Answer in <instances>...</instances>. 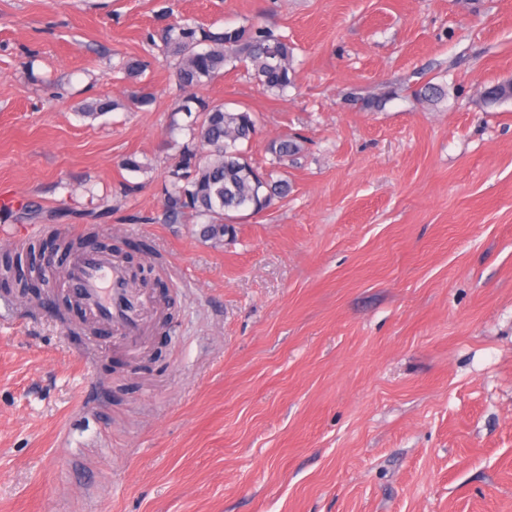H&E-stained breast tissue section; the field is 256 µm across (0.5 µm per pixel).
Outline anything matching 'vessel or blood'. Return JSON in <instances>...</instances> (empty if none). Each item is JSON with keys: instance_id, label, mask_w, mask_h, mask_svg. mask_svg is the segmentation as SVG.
Segmentation results:
<instances>
[{"instance_id": "b4317fda", "label": "vessel or blood", "mask_w": 512, "mask_h": 512, "mask_svg": "<svg viewBox=\"0 0 512 512\" xmlns=\"http://www.w3.org/2000/svg\"><path fill=\"white\" fill-rule=\"evenodd\" d=\"M65 286L94 321L111 325L126 342L145 334L150 300L131 288L127 270L112 256L87 250L72 257Z\"/></svg>"}]
</instances>
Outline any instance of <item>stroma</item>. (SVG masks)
Instances as JSON below:
<instances>
[{
	"instance_id": "1",
	"label": "stroma",
	"mask_w": 512,
	"mask_h": 512,
	"mask_svg": "<svg viewBox=\"0 0 512 512\" xmlns=\"http://www.w3.org/2000/svg\"><path fill=\"white\" fill-rule=\"evenodd\" d=\"M182 19L295 46L285 96L197 90L256 113L259 170L303 139L218 246L162 216ZM510 77L512 0H0V248L146 242L173 317L132 351L0 289V512H512V100L481 99Z\"/></svg>"
}]
</instances>
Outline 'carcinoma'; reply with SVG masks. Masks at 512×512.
<instances>
[{
  "label": "carcinoma",
  "instance_id": "1",
  "mask_svg": "<svg viewBox=\"0 0 512 512\" xmlns=\"http://www.w3.org/2000/svg\"><path fill=\"white\" fill-rule=\"evenodd\" d=\"M162 42L177 60L176 75L182 89L224 75V67L235 62L251 72L266 94L282 95L294 84L293 45L259 25L212 33L185 20L167 28ZM444 95L442 86L430 82L416 91V97L428 103ZM117 108L118 102L99 99L85 106L84 115L95 117ZM182 108L194 110L198 116L188 126V139L181 145L178 161L167 171L164 222L176 224L189 213L204 217V236L220 244L232 232L235 215L260 213L288 195V180L281 177L279 169L300 154L301 144L288 135L272 141L268 147L272 169L262 173L248 159V146L257 131L255 113L247 108L229 111L222 103L196 95L188 97ZM23 265L30 277L44 275L34 245L0 255V288L19 287L17 272Z\"/></svg>",
  "mask_w": 512,
  "mask_h": 512
}]
</instances>
